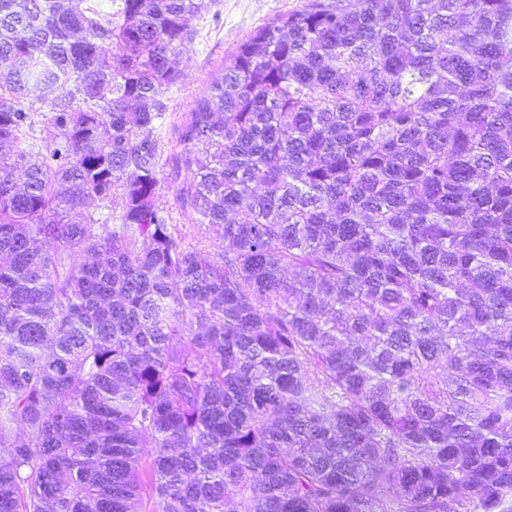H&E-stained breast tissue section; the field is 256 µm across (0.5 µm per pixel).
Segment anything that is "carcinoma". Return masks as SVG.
I'll return each instance as SVG.
<instances>
[{
  "instance_id": "carcinoma-1",
  "label": "carcinoma",
  "mask_w": 512,
  "mask_h": 512,
  "mask_svg": "<svg viewBox=\"0 0 512 512\" xmlns=\"http://www.w3.org/2000/svg\"><path fill=\"white\" fill-rule=\"evenodd\" d=\"M197 13L0 0V512H512V0L260 28L182 133L213 261L155 203ZM88 209L96 218L100 219L102 224H109V227L112 228V224H117L118 222L115 219L122 212V199L118 195L112 197V202H102L93 199L90 201Z\"/></svg>"
}]
</instances>
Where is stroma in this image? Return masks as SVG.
<instances>
[{"mask_svg": "<svg viewBox=\"0 0 512 512\" xmlns=\"http://www.w3.org/2000/svg\"><path fill=\"white\" fill-rule=\"evenodd\" d=\"M307 0H199L192 22V39L179 58V79L164 89L166 105L155 136L159 146V180L156 203L172 217L184 244H203L206 258L219 257L221 242L210 239L205 225L184 214L177 202V182L172 174L180 164L184 145L181 133L194 102L218 80L240 44L269 23L300 10Z\"/></svg>", "mask_w": 512, "mask_h": 512, "instance_id": "obj_1", "label": "stroma"}]
</instances>
